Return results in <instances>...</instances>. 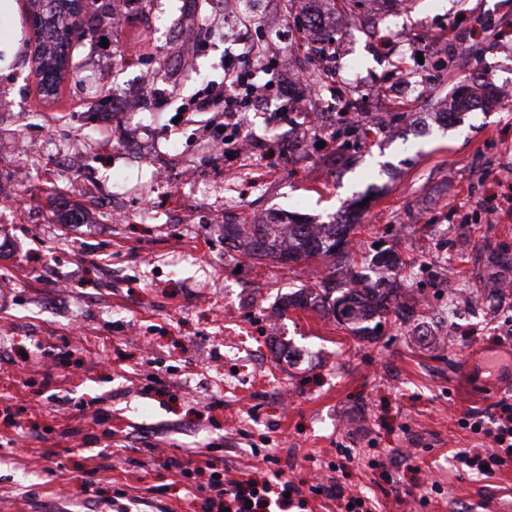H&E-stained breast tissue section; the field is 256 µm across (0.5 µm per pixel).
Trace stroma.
<instances>
[{
    "label": "stroma",
    "mask_w": 512,
    "mask_h": 512,
    "mask_svg": "<svg viewBox=\"0 0 512 512\" xmlns=\"http://www.w3.org/2000/svg\"><path fill=\"white\" fill-rule=\"evenodd\" d=\"M220 2L201 5L191 76L177 73L174 41L196 0H130L120 28L95 25L73 45L77 75L47 98L28 0H0V98L35 117L27 125L0 112V140L20 145L0 154V278L11 282L0 288V512H195L185 485L150 457L211 448L224 452L225 479L277 467L295 480L334 478L370 512H512V462L467 475L450 455L483 445L459 427L464 413L512 395V297L482 290L493 274L512 285V267L497 262L512 256V186L501 181L512 170V108L447 115L458 86L512 85V0H410L401 12L396 0H375L372 19L341 0H308L332 22L337 61L358 67L343 100L361 101L373 123L401 119L345 149L335 121L310 124L304 139L249 112V135L288 162L274 170L252 160L260 187L247 197L225 188L224 160L193 142L213 118L192 111L193 97L224 82ZM157 12L167 32L155 27ZM143 81L148 115L167 124L164 160L201 167L207 190L155 189L129 148L149 135L148 115L127 127L91 120L93 108ZM75 138L88 150L65 181L57 162ZM21 169L32 175L18 184ZM312 169L323 181L308 178ZM116 175L127 196L149 193L158 220L70 223L73 204L96 205L86 182L108 193ZM363 196L351 271L369 272L378 249L394 248L405 265L393 276L417 299L405 323L383 322L374 340L326 311L282 308L321 282L326 261L241 263L224 243L228 222L293 212L329 224ZM17 211L27 224L13 222ZM179 244L195 260L173 261ZM105 258L118 276L105 277ZM452 289L464 319L444 314ZM228 308L239 312L234 353L224 346ZM115 445L123 453L102 461L100 449ZM47 457L59 470L32 467ZM90 470L85 494L77 478Z\"/></svg>",
    "instance_id": "1"
}]
</instances>
